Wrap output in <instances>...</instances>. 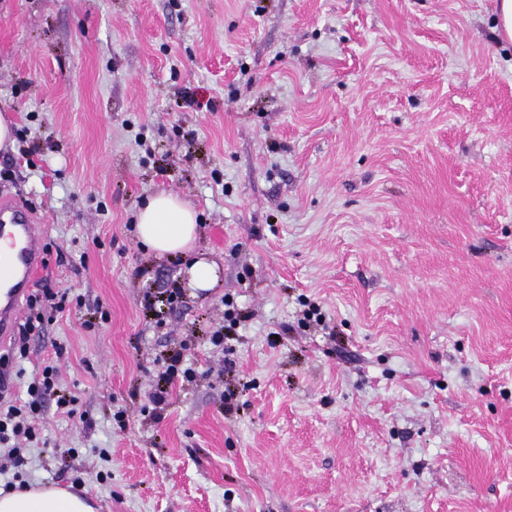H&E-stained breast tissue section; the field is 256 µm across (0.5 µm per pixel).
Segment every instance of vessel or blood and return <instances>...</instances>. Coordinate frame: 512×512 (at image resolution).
Listing matches in <instances>:
<instances>
[{
    "label": "vessel or blood",
    "mask_w": 512,
    "mask_h": 512,
    "mask_svg": "<svg viewBox=\"0 0 512 512\" xmlns=\"http://www.w3.org/2000/svg\"><path fill=\"white\" fill-rule=\"evenodd\" d=\"M10 250L0 254V348L8 349L22 302L34 288L44 265L43 232L34 214L11 198L0 199V241Z\"/></svg>",
    "instance_id": "1"
}]
</instances>
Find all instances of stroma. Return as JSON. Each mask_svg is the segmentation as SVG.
<instances>
[{"label": "stroma", "mask_w": 512, "mask_h": 512, "mask_svg": "<svg viewBox=\"0 0 512 512\" xmlns=\"http://www.w3.org/2000/svg\"><path fill=\"white\" fill-rule=\"evenodd\" d=\"M495 0H0V196L66 293L72 417L13 480L98 512H512V44ZM165 190L220 282L135 233ZM178 302H170V291ZM318 305L316 323L303 317ZM238 316L223 343L211 341ZM188 375L153 403L174 352Z\"/></svg>", "instance_id": "1"}]
</instances>
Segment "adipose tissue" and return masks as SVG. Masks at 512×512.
<instances>
[{
  "label": "adipose tissue",
  "instance_id": "obj_1",
  "mask_svg": "<svg viewBox=\"0 0 512 512\" xmlns=\"http://www.w3.org/2000/svg\"><path fill=\"white\" fill-rule=\"evenodd\" d=\"M141 243L156 256L179 255L187 260L185 274L190 288L207 291L219 279L216 262L193 256L198 235L197 213L179 195L162 191L146 199L136 215ZM0 512H96L83 496L52 484L0 492Z\"/></svg>",
  "mask_w": 512,
  "mask_h": 512
}]
</instances>
